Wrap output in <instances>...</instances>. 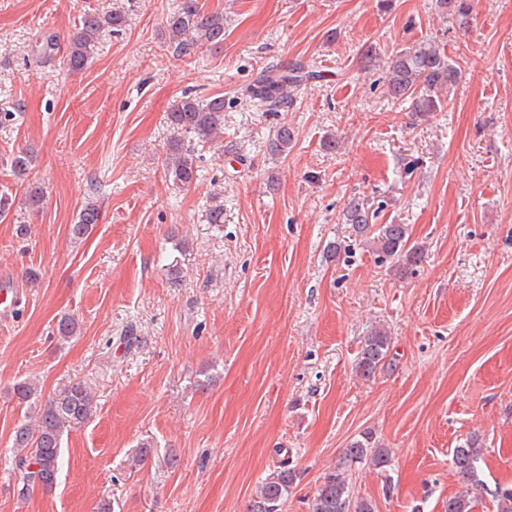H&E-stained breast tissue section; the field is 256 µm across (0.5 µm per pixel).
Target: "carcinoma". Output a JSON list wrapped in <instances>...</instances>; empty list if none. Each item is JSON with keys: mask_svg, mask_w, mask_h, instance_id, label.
<instances>
[{"mask_svg": "<svg viewBox=\"0 0 512 512\" xmlns=\"http://www.w3.org/2000/svg\"><path fill=\"white\" fill-rule=\"evenodd\" d=\"M438 14L466 23L471 0H436ZM127 23L121 10L86 12L79 20V28L71 40L65 56L66 64L73 71L84 70L97 53L99 40L107 29L119 31ZM168 40L181 54L194 49L195 42L186 39L194 33L199 40L218 45L224 42V15L205 14L198 0H180L177 7L166 16ZM460 67L448 54L443 43L435 41L404 48L395 53L383 69V84L389 98L410 102L412 111L425 115L441 110L445 100L440 92L456 86ZM317 77L312 66L295 64L288 70L268 68L248 88V96L265 112H282L292 100L291 92L304 81ZM224 121V97L206 99L187 97L167 113L169 125L195 137L201 143L219 138ZM295 141L294 128L284 121L274 130L267 142L273 156L288 154ZM166 177L177 187L190 186L197 169L193 151L179 139L167 145L163 159ZM97 205L85 206L77 223L70 225V235L76 241L83 239L91 225L98 222ZM345 223L352 225L356 236L371 245L377 263L392 261L417 263L422 257L420 248L409 245V228L406 224L369 223L368 211L363 200L352 196L347 199L343 213ZM390 338L381 328L371 329L364 337L357 371L365 378L373 376L384 366ZM17 404L28 411L14 428L11 441L14 456L12 470L15 475L17 495L26 497L35 490L50 491L57 484L61 467V441L64 433L83 426L92 417L96 400L92 391L82 382H76L54 398L42 404L37 402L38 389L31 380L14 385ZM484 448L476 438L458 444L450 451L449 463L465 480L466 492L448 498L446 512H474L476 505L490 496L495 512H512V486L491 489L480 478L478 464ZM370 461L375 467L385 469L389 452L380 448L372 436L365 434L351 442L344 452L342 465ZM294 480L293 472L282 467L273 471L262 483L255 499L249 502L247 512H282ZM311 512H375L366 498L356 497L343 473H332L318 487L312 500Z\"/></svg>", "mask_w": 512, "mask_h": 512, "instance_id": "1", "label": "carcinoma"}]
</instances>
